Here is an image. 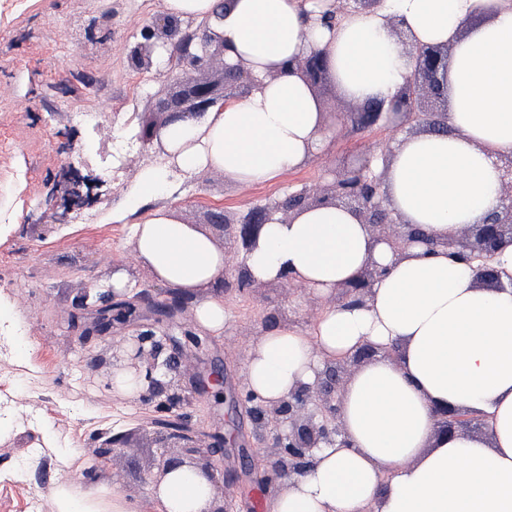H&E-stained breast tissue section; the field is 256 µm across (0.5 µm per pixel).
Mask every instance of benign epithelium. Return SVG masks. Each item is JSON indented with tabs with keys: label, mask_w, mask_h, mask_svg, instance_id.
<instances>
[{
	"label": "benign epithelium",
	"mask_w": 512,
	"mask_h": 512,
	"mask_svg": "<svg viewBox=\"0 0 512 512\" xmlns=\"http://www.w3.org/2000/svg\"><path fill=\"white\" fill-rule=\"evenodd\" d=\"M381 0H336V9L342 16L369 12ZM214 18L203 20L191 34L179 35L180 20L159 14L142 34V40L127 48V58L137 69L149 71L154 61L167 60L166 79L172 89L149 104L147 121L141 134L145 144L155 143L158 152L167 154L161 141V132L171 124L201 120L211 109L224 106L232 100L247 97L256 87V80L248 64L238 59H227L224 36L214 28ZM393 32L413 62V70L399 96L389 103H359L355 112L344 111L336 101L323 115L333 120H350L367 127L390 126L393 135H409L434 130L445 122L448 111V63L452 44H428L415 39L398 22L392 23ZM291 73L314 90L329 77L326 52L312 51L294 59ZM390 148L366 149L355 159L354 165H343L331 171V179L314 186H304L291 193L285 202H274L249 209L244 214L227 212L216 214L213 221L224 229V277L234 278L237 291L252 294L267 284L252 278L246 265V256L258 244L265 224L272 220L287 223L298 211L325 204H343L355 212L366 224L373 238L386 244L394 257L401 258L416 244L431 252L439 247L458 257L471 267L477 281L489 288L501 287L498 270L491 264L502 246L512 244V154L501 155L497 165L503 171L498 206L479 224L463 226L458 234L439 241L402 222L390 207L383 190L384 173L377 169L378 158H387ZM382 270L369 262L359 277L336 289L328 298L331 303L363 307ZM165 291L156 294L147 291L132 299H120L110 286L93 289L76 305L71 321L83 323V337L104 336L114 326H133L135 333L119 340L130 365L144 378L142 401L161 414H174L176 420L162 419L155 441L157 452L148 468L151 483L158 486L168 475L180 468H188L204 478L212 488L225 483V473L210 452L224 447V434L214 429L205 434L210 443L203 444L193 428L184 423L177 409L190 406L198 399L223 400L224 375L213 371L202 377L193 365L189 370L190 387L181 392V358L188 353L200 359L208 340L200 333L196 322L184 317L189 300L172 297L158 300ZM377 348L371 344L360 346L341 358L323 361L322 368L311 382L298 383L288 395L276 401H267L243 385L235 399L248 406L255 427L257 445L268 449L266 464L259 482L272 486L287 473L303 475L311 471L316 458L314 450L328 445L348 446L345 437L337 392L353 375L361 363L373 358ZM438 433L453 437L473 427H484L486 422L466 410L438 409ZM177 449L172 453L171 449Z\"/></svg>",
	"instance_id": "benign-epithelium-1"
}]
</instances>
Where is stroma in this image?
I'll use <instances>...</instances> for the list:
<instances>
[{
  "instance_id": "1",
  "label": "stroma",
  "mask_w": 512,
  "mask_h": 512,
  "mask_svg": "<svg viewBox=\"0 0 512 512\" xmlns=\"http://www.w3.org/2000/svg\"><path fill=\"white\" fill-rule=\"evenodd\" d=\"M165 0H0V512H30L35 499L64 482L76 496L106 489L131 512H160L146 478L155 453V410L110 386L124 361L110 343H80L83 327L67 319L79 297L124 270L137 294L152 276L127 266L132 228L151 209L171 208L215 244L223 233L212 213L244 212L323 180L328 168L379 148L383 128L347 127L329 137L318 158L264 185L245 186L211 171L173 174L153 198L136 200L140 170L161 167L157 150L137 139L141 115L167 87L156 71H137L127 59L142 27ZM93 112L96 124L73 121ZM78 174L94 200L67 209L59 184ZM224 332L209 339L208 359L224 372V391L245 381L253 340L270 311L310 330L323 311L302 291L273 287L240 296L220 281ZM200 432L223 426L233 445L216 453L235 474L224 493L234 512H267L274 489L254 469L253 423L246 407L197 402L183 410ZM125 438L117 455L103 453L112 436Z\"/></svg>"
}]
</instances>
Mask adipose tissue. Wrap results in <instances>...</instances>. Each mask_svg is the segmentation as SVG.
<instances>
[{
    "instance_id": "ef3b65f1",
    "label": "adipose tissue",
    "mask_w": 512,
    "mask_h": 512,
    "mask_svg": "<svg viewBox=\"0 0 512 512\" xmlns=\"http://www.w3.org/2000/svg\"><path fill=\"white\" fill-rule=\"evenodd\" d=\"M334 5L232 0L223 12L224 42L229 57L249 62L258 86L203 121L162 131L167 166L144 169L135 197L157 195L172 169L217 170L243 185L296 170L326 140L318 105L287 74L289 62L326 50L346 98L390 100L409 75L391 27L398 18L424 42L450 43L452 55L448 129L397 138L385 184L391 208L438 239L495 209L496 159L512 153V0H384L376 12L346 16L330 29L318 14ZM276 68L283 76L268 80ZM133 237L138 262L192 298L201 328L221 333L224 301L212 288L224 274L223 250L165 208L134 224ZM370 261L385 273L367 306L331 303L336 288ZM247 263L257 280L288 275L329 300L312 331L283 325L257 338L246 381L262 398L312 381L325 358L367 342L379 350L343 393L348 447L318 449L315 468L283 485L268 512H512V244L493 259L502 287L485 288L447 251L416 246L395 258L348 208L327 204L288 224H266ZM392 346L399 358L387 356ZM438 407L486 417L485 434L438 435ZM212 495L186 469L172 472L157 493L163 512H204Z\"/></svg>"
}]
</instances>
